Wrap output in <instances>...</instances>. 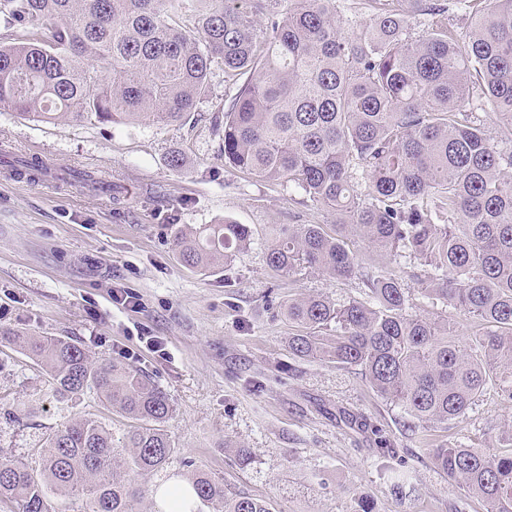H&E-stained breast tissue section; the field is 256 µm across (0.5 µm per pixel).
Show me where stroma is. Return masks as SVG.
Segmentation results:
<instances>
[{
	"instance_id": "1",
	"label": "stroma",
	"mask_w": 512,
	"mask_h": 512,
	"mask_svg": "<svg viewBox=\"0 0 512 512\" xmlns=\"http://www.w3.org/2000/svg\"><path fill=\"white\" fill-rule=\"evenodd\" d=\"M234 87L214 67L197 121L101 125L45 123L0 112V328L22 336H67L95 356H115L160 386L174 408L165 430L177 448L164 469L141 473L115 463L156 512L158 487L205 471L229 490L271 500L276 512H483L430 460L437 431L409 429L403 410L378 397L361 374L288 352V298L323 293L366 299L364 278L318 272L282 277L266 265L272 224H335V212L287 184L259 182L224 164L218 111ZM185 162L175 168L172 154ZM42 160L49 175L14 174L17 159ZM89 171L111 193L84 190L57 171ZM251 225L253 242L226 267L183 265L171 227ZM131 295L114 302L113 289ZM407 311L448 317L465 337L479 323L411 292ZM155 338L158 348L146 345ZM95 417L122 439L130 421L95 392L58 402L44 371L0 343V462L41 467L46 436ZM512 431V404L487 392L449 440L498 450ZM394 453L385 457L377 440ZM250 452L240 462L239 450Z\"/></svg>"
}]
</instances>
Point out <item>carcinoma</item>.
<instances>
[{
  "label": "carcinoma",
  "instance_id": "carcinoma-1",
  "mask_svg": "<svg viewBox=\"0 0 512 512\" xmlns=\"http://www.w3.org/2000/svg\"><path fill=\"white\" fill-rule=\"evenodd\" d=\"M279 2L0 0V110L42 122H186L222 66L236 87L224 165L286 182L340 216L331 229L271 225L267 266L288 277L367 276V300L288 299L291 354L360 370L413 429H448L490 387L512 403V0H455L464 34L431 0L410 10L371 0L366 20L346 15L344 0ZM481 113L498 119L496 134ZM252 241L250 225L229 220L172 237L182 263L200 269L228 265ZM407 256L421 266L410 279L424 297L483 331L466 339L445 318L408 313L410 288L391 267ZM0 340L40 364L54 398L93 389L131 419L122 440L131 468L168 464L173 405L145 375L70 338L1 330ZM115 455L105 425L74 419L46 437L42 477L0 462V501L51 512L49 495L81 492L86 512H133ZM428 455L486 512H512V451L439 439ZM187 484L213 512H275L207 472Z\"/></svg>",
  "mask_w": 512,
  "mask_h": 512
}]
</instances>
